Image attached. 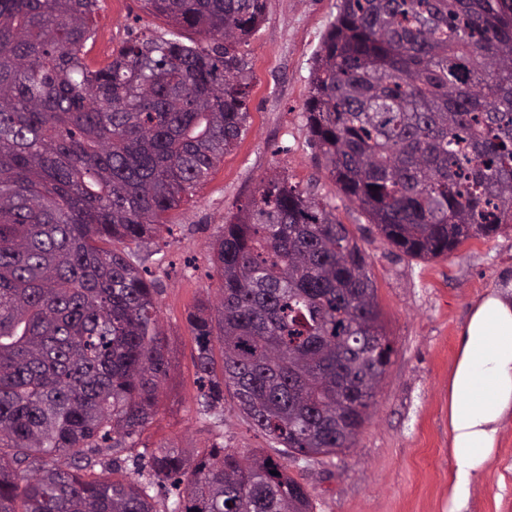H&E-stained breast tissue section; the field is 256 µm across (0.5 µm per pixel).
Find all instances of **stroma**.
I'll list each match as a JSON object with an SVG mask.
<instances>
[{"instance_id": "obj_1", "label": "stroma", "mask_w": 512, "mask_h": 512, "mask_svg": "<svg viewBox=\"0 0 512 512\" xmlns=\"http://www.w3.org/2000/svg\"><path fill=\"white\" fill-rule=\"evenodd\" d=\"M340 5L341 0H265L262 23L239 45L252 71L246 129L208 181L167 214L174 226L168 245L141 251L157 277L171 362L157 414L137 447L103 448L98 458L130 472L140 449L161 444L190 453L216 445L278 454L279 445L251 424L232 395H225L223 409L199 415L195 343L187 323L189 311L218 292L213 235L276 167L300 188L316 184L364 250L393 346L354 446L289 472L307 490L314 512H448L455 471L448 448V374L472 306L512 282V225L489 238L469 239L449 255L422 260L393 248L338 192L311 146L303 107L314 54ZM168 30L142 0H100L83 58L101 67L130 32L163 36ZM460 512H512V416L504 420L497 451Z\"/></svg>"}]
</instances>
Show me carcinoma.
<instances>
[{
	"label": "carcinoma",
	"mask_w": 512,
	"mask_h": 512,
	"mask_svg": "<svg viewBox=\"0 0 512 512\" xmlns=\"http://www.w3.org/2000/svg\"><path fill=\"white\" fill-rule=\"evenodd\" d=\"M209 42L130 36L81 57L99 0H0V512H313L288 463L354 445L393 352L336 207L274 170L212 243L215 302L187 316L207 415L231 393L282 455L163 446L132 473L169 374L136 264L240 140L237 46L265 0H143ZM304 116L338 191L398 251L512 224V0H342Z\"/></svg>",
	"instance_id": "cac0c4a2"
}]
</instances>
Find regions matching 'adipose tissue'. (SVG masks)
Returning <instances> with one entry per match:
<instances>
[{
    "instance_id": "adipose-tissue-1",
    "label": "adipose tissue",
    "mask_w": 512,
    "mask_h": 512,
    "mask_svg": "<svg viewBox=\"0 0 512 512\" xmlns=\"http://www.w3.org/2000/svg\"><path fill=\"white\" fill-rule=\"evenodd\" d=\"M512 414V296L491 293L467 319L448 377L449 448L455 461L453 505L470 496Z\"/></svg>"
}]
</instances>
